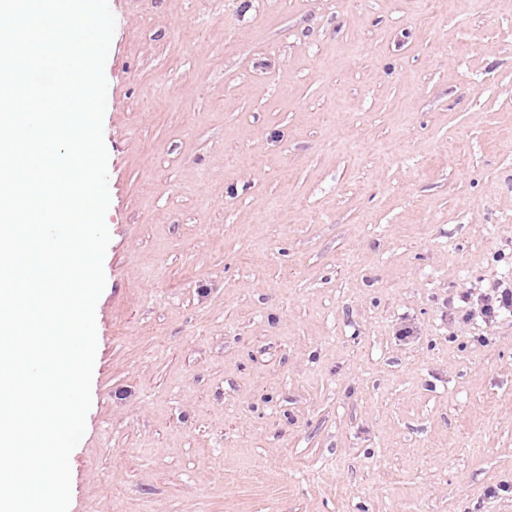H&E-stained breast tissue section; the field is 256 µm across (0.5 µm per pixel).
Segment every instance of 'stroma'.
<instances>
[{
	"label": "stroma",
	"mask_w": 512,
	"mask_h": 512,
	"mask_svg": "<svg viewBox=\"0 0 512 512\" xmlns=\"http://www.w3.org/2000/svg\"><path fill=\"white\" fill-rule=\"evenodd\" d=\"M109 4L69 512H512V0ZM477 302L476 311L485 319L492 320L501 309H512V289H506L500 294L484 295Z\"/></svg>",
	"instance_id": "obj_1"
}]
</instances>
